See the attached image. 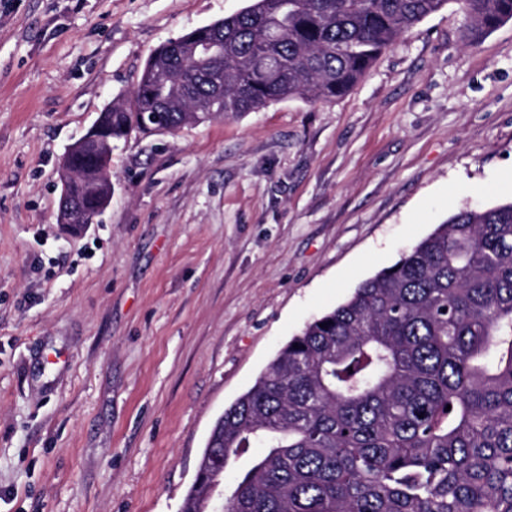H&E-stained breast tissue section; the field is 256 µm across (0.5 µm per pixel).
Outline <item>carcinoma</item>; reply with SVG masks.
<instances>
[{
    "mask_svg": "<svg viewBox=\"0 0 512 512\" xmlns=\"http://www.w3.org/2000/svg\"><path fill=\"white\" fill-rule=\"evenodd\" d=\"M450 1L471 45L512 20V0H251L160 46L132 107L99 118L119 140L330 102ZM98 157H75L90 212ZM256 447L224 512H512V202L453 215L292 337L215 425L181 512H206L213 478Z\"/></svg>",
    "mask_w": 512,
    "mask_h": 512,
    "instance_id": "obj_1",
    "label": "carcinoma"
}]
</instances>
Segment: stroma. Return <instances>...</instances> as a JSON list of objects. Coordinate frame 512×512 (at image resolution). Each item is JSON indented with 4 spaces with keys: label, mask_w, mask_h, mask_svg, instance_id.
Segmentation results:
<instances>
[{
    "label": "stroma",
    "mask_w": 512,
    "mask_h": 512,
    "mask_svg": "<svg viewBox=\"0 0 512 512\" xmlns=\"http://www.w3.org/2000/svg\"><path fill=\"white\" fill-rule=\"evenodd\" d=\"M247 0H0V512H181L217 419L304 325L460 210L512 201V21L456 0L331 102L67 148L169 39ZM466 16V40L477 44L502 23L512 20V0H456Z\"/></svg>",
    "instance_id": "35a3bbf8"
}]
</instances>
